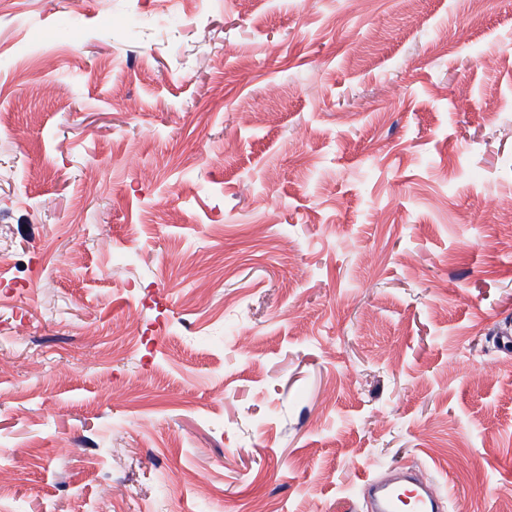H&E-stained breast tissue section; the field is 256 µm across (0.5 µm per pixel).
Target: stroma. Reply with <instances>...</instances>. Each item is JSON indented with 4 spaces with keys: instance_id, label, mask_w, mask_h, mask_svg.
<instances>
[{
    "instance_id": "stroma-1",
    "label": "stroma",
    "mask_w": 512,
    "mask_h": 512,
    "mask_svg": "<svg viewBox=\"0 0 512 512\" xmlns=\"http://www.w3.org/2000/svg\"><path fill=\"white\" fill-rule=\"evenodd\" d=\"M2 10L0 512L512 503V0ZM407 493L413 498L414 512H441L446 508L447 498L441 496L434 484L423 477L412 483V486L402 484L400 481L384 484L373 482L368 486L372 511L375 512H400V503L403 504L401 497Z\"/></svg>"
}]
</instances>
